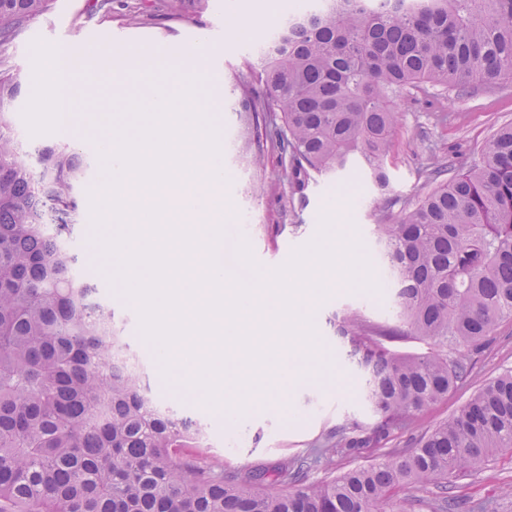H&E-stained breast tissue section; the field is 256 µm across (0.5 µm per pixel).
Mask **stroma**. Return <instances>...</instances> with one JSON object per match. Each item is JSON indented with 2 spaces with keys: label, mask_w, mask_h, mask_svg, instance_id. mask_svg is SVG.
Here are the masks:
<instances>
[{
  "label": "stroma",
  "mask_w": 512,
  "mask_h": 512,
  "mask_svg": "<svg viewBox=\"0 0 512 512\" xmlns=\"http://www.w3.org/2000/svg\"><path fill=\"white\" fill-rule=\"evenodd\" d=\"M236 0H209L206 10L179 18L141 17L129 19V8L148 7L151 0H112L111 14L92 9L91 0H53L50 11L29 23L11 50L12 63L25 76H32L31 44L35 39L59 47L77 45L92 51L114 33H122L133 44H163L211 55L217 80L202 92L210 106L224 152V198L222 223L236 226L260 268L283 265L293 251L313 240L322 212L341 193L349 204L336 213L338 223L348 225L365 256H372L373 229L380 212L379 198L387 202L416 199L423 192L420 173L434 154L453 153L457 164L469 163L484 141L504 123L512 122V76H503L493 88L469 96L429 87L404 88L393 98L400 122L387 162L389 188L379 193L369 180L341 174L336 178L314 177L301 198L291 199L289 179L278 153L265 143H245L237 112L242 88H260L252 45L261 43L269 25L255 26L250 35L237 38L226 21ZM260 155V165L250 164L248 155ZM102 295L110 297L124 321L125 333L143 357L159 396L187 416L208 426L201 455L225 470L268 475L277 464L302 454L336 428L354 422L370 430L377 416L362 398L357 368L349 347L337 333L335 316L344 310L357 312L371 325L394 323L392 292L349 289L326 297L317 309L315 330L331 368L322 382H303L293 396L299 418H289L276 409L243 416L237 426L225 427L203 403L183 389L169 385L160 372L153 352L140 331L136 307L117 299L115 290L98 264L87 262ZM512 369V322L503 321L485 343L469 356V375L447 399L420 413L418 422L406 430H391L388 448L413 447L422 429L446 420L486 380ZM454 492L485 512H512V452L503 451L478 472L453 480Z\"/></svg>",
  "instance_id": "35a3bbf8"
}]
</instances>
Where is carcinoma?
<instances>
[{
	"label": "carcinoma",
	"instance_id": "carcinoma-1",
	"mask_svg": "<svg viewBox=\"0 0 512 512\" xmlns=\"http://www.w3.org/2000/svg\"><path fill=\"white\" fill-rule=\"evenodd\" d=\"M52 2L0 0V512H392L396 490L431 484L433 512H456L448 479L512 450L511 370L415 447L321 482L301 478L412 426L467 376L465 350L512 319V123L465 168L432 162L429 190L375 225L396 322L371 326L346 311L338 331L379 425L368 436L340 427L314 457L281 464L283 489L253 488L256 476L193 452L207 425L163 405L112 302L92 300L77 272L78 192L96 158L64 141L32 149L18 132L22 81L10 50ZM207 2L158 6L176 17ZM257 64L263 90L243 88L237 112L245 140L278 149L291 194L356 161L384 192L399 123L391 93L439 86L464 96L512 75V0H311ZM381 336L428 340L430 351L396 352Z\"/></svg>",
	"mask_w": 512,
	"mask_h": 512
}]
</instances>
